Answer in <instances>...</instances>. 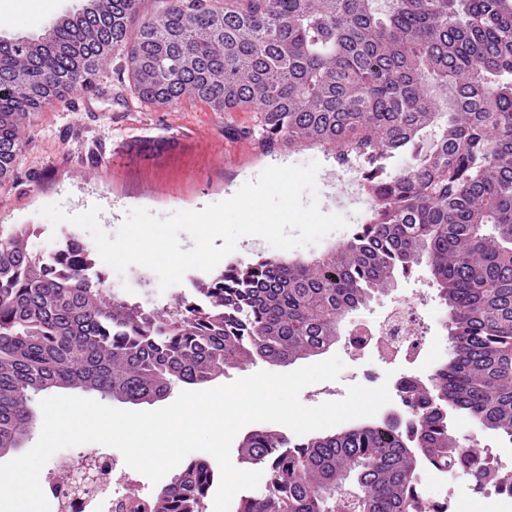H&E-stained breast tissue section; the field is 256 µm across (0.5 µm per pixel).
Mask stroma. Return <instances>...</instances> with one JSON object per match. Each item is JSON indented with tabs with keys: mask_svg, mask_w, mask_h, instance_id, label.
<instances>
[{
	"mask_svg": "<svg viewBox=\"0 0 512 512\" xmlns=\"http://www.w3.org/2000/svg\"><path fill=\"white\" fill-rule=\"evenodd\" d=\"M84 0H57L47 9L43 0H25L23 19L15 26H0V38H39L66 14L81 9ZM98 89L78 95L74 109L53 104L36 113L25 124V148L13 183L0 190V230L30 227L32 252L45 254L72 235L84 244L93 239L86 230L69 223L52 225L40 210L51 203L62 204L70 213L96 204L101 208L100 226L115 233L127 213L144 207L160 216L200 210L227 199L243 181L255 178L275 162L288 165L320 164L317 196L322 212L342 215L347 225L319 243L289 250L292 258L312 260L334 244L344 242L367 217L365 194L356 185L355 166H342L334 151L318 145L281 144L269 149L248 136L256 115L252 112H213L191 99L171 107H146L132 102L126 83L113 68L98 77ZM108 294L149 310H165L175 296L194 298L199 282L208 275L199 270L185 274L181 284L159 290L156 274L132 266L125 274L105 271ZM421 298L424 329L431 343L417 362H401L397 371L420 370L430 375L450 355L448 306L440 297L426 266L398 275L392 288L376 295L351 312L344 331L374 320L394 302ZM330 354L342 356L345 368L328 384L329 394L317 384L304 387L302 404L312 407L326 400L345 397L350 385L363 376L364 366L346 353L345 339H338ZM457 437L466 444L500 459L504 471L512 473V440L496 431L463 418L451 419Z\"/></svg>",
	"mask_w": 512,
	"mask_h": 512,
	"instance_id": "obj_1",
	"label": "stroma"
}]
</instances>
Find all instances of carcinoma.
<instances>
[{
	"label": "carcinoma",
	"mask_w": 512,
	"mask_h": 512,
	"mask_svg": "<svg viewBox=\"0 0 512 512\" xmlns=\"http://www.w3.org/2000/svg\"><path fill=\"white\" fill-rule=\"evenodd\" d=\"M115 59L140 104L188 96L255 112L266 147L358 163L370 216L317 259L228 264L163 311L107 295L88 245L37 254L29 229L0 232V450L19 447L32 396L52 388L138 404L229 366L320 354L352 311L423 264L448 304L452 354L407 387L417 419L295 444L246 433L242 462L264 465L266 486L238 512H431L414 479L425 461L461 459L450 416L512 442V0H97L43 45L0 39V187L26 119ZM468 462L477 481L512 486L481 452ZM213 480L190 460L148 512H202Z\"/></svg>",
	"instance_id": "obj_1"
}]
</instances>
